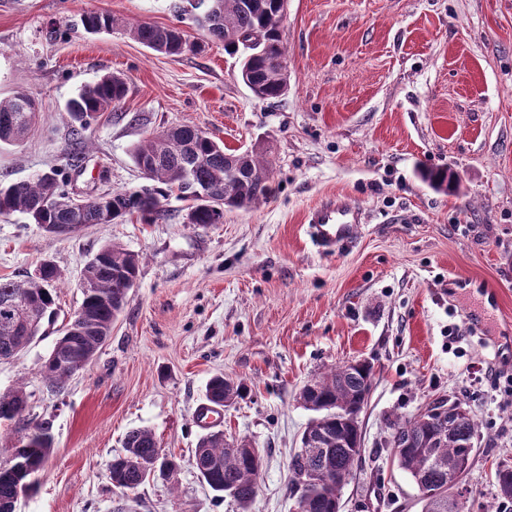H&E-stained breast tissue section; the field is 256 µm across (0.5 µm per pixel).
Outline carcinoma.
Masks as SVG:
<instances>
[{"label": "carcinoma", "mask_w": 512, "mask_h": 512, "mask_svg": "<svg viewBox=\"0 0 512 512\" xmlns=\"http://www.w3.org/2000/svg\"><path fill=\"white\" fill-rule=\"evenodd\" d=\"M207 15L208 34L224 42L230 51L236 44L228 36L232 30L245 38L261 37L266 48H257L245 57L240 70L243 82L260 99H274L288 90V73L277 68L275 59L285 55L283 40L270 25V12L278 0H210ZM84 28L91 33L110 31L115 19L109 12L90 11L83 16ZM129 35L152 51L163 55H178L196 51L199 45L188 40L182 30L173 26L139 23L127 28ZM126 82L117 75H105L84 85L72 97L66 110L77 127L73 128L74 143L67 154V164L78 166L82 160V131L90 120L119 106L126 95ZM37 115L35 99L25 93L8 100L0 99V144L20 143L33 125ZM137 167H146L149 184L138 189L112 191L100 200L75 209L70 193L59 180L60 171L53 169L34 180L0 184V214L21 213L47 233H55L61 224H112L127 215H139L147 222L165 216L162 199L172 193L183 201L190 224H221L224 214L215 204L196 203L195 189L211 194L212 199L224 200L229 208L247 207L267 198L270 187L271 164L259 149L240 151L229 149L210 138L202 130L179 125L153 132L144 137L132 150ZM423 179L437 190H454L458 176L446 170L425 171ZM106 261L89 259L83 268V278L89 287L83 290L81 306L90 320L74 333L62 330L53 345L67 342L66 349L91 359L103 346V338L111 336L112 323L126 302L123 280L138 276L139 258L116 244L100 249ZM60 273L48 261L37 278L0 280V359L9 358L24 350L39 335L43 325L57 316L56 288ZM45 384L59 388L70 377L65 368L46 360L40 368ZM373 367L370 363H344L310 381L311 388L303 396V407L316 415L324 434L323 449L316 453L295 455L291 470L295 485L316 473L323 482L311 483L299 497V512H338L341 489L352 475L361 452L353 443L361 425L353 417L338 415L336 410L349 408L363 411L369 398ZM241 384L217 374L206 384V400L217 408L224 401L240 396ZM30 394L20 386L0 394V423L15 420L20 404L29 403ZM448 436L431 442L441 423L436 416L423 419L395 417V429L411 441L407 448L393 449L394 462L407 472L421 493L423 512H448V484L455 478V463L463 456L472 457L468 443L477 438L479 424L469 411L450 419ZM430 447H425L426 442ZM53 448L50 422L41 430V440L28 455V471L20 478L0 473V512H15L18 483L28 482L46 463ZM159 451L152 431L135 428L127 432L123 450L106 463L112 486L135 489L145 482L142 463L151 460ZM197 475L207 486L224 497L233 491L242 512L249 509L257 497L262 463L255 461L242 448H233L224 439V432L211 431L202 436L194 450ZM496 481L502 498L512 500V467L496 466Z\"/></svg>", "instance_id": "carcinoma-1"}]
</instances>
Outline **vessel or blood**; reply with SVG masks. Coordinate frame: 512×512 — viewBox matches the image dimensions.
Segmentation results:
<instances>
[{
  "label": "vessel or blood",
  "instance_id": "1",
  "mask_svg": "<svg viewBox=\"0 0 512 512\" xmlns=\"http://www.w3.org/2000/svg\"><path fill=\"white\" fill-rule=\"evenodd\" d=\"M361 222L359 207L344 199H333L309 211L307 233L320 253L329 254L352 243Z\"/></svg>",
  "mask_w": 512,
  "mask_h": 512
}]
</instances>
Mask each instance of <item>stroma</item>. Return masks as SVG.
Wrapping results in <instances>:
<instances>
[{
    "instance_id": "35a3bbf8",
    "label": "stroma",
    "mask_w": 512,
    "mask_h": 512,
    "mask_svg": "<svg viewBox=\"0 0 512 512\" xmlns=\"http://www.w3.org/2000/svg\"><path fill=\"white\" fill-rule=\"evenodd\" d=\"M88 10L111 12L118 27L85 31ZM196 15L188 0H0V99L25 92L40 106L27 140L0 145V182L63 167L65 105L106 74L123 75L128 92L88 128L81 166L64 172L69 191L144 185L130 150L172 125L263 147L272 167L268 198L225 210L220 224L187 223L173 197L155 223L134 215L65 235L0 215V279L45 260L62 273L55 322L0 361V392L25 383L29 419L50 422L54 440L16 512H240L191 465L207 432L205 387L220 372L246 390L218 429L261 452L252 512H296L289 463L313 417L300 392L352 360L371 362L374 376L341 512H422L386 440L394 417L442 397L465 402L480 425L470 512H512L494 476L512 463V394L474 378L512 371V0H288V91L269 100ZM141 22L178 27L202 49L155 53L124 29ZM427 167L456 172L459 192L423 182ZM336 195L365 221L353 247L323 255L306 217ZM109 243L138 254L136 286L92 362L48 391L40 366L81 304L84 264ZM140 427L180 468L126 494L105 463Z\"/></svg>"
}]
</instances>
